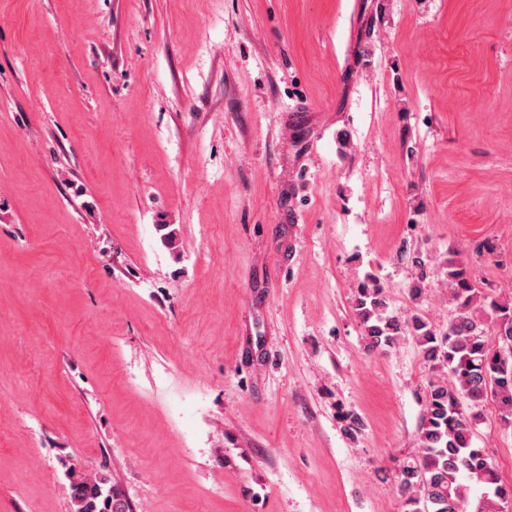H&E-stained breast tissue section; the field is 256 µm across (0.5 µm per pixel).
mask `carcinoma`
Masks as SVG:
<instances>
[{
	"label": "carcinoma",
	"mask_w": 512,
	"mask_h": 512,
	"mask_svg": "<svg viewBox=\"0 0 512 512\" xmlns=\"http://www.w3.org/2000/svg\"><path fill=\"white\" fill-rule=\"evenodd\" d=\"M456 313L440 333L421 316L402 321L388 313L384 288L373 277L360 285L356 315L370 350L387 351L405 335L413 337L433 375L427 384L419 454L398 468L397 486L408 512H498L512 500V483L503 482L474 446L477 415L468 413L491 399L501 421L512 424V302L490 300L474 285L468 262L451 255L445 263ZM498 339L499 346L490 342ZM485 491L473 510L470 483ZM106 480L72 483L77 512H104L99 499L112 500Z\"/></svg>",
	"instance_id": "1"
}]
</instances>
